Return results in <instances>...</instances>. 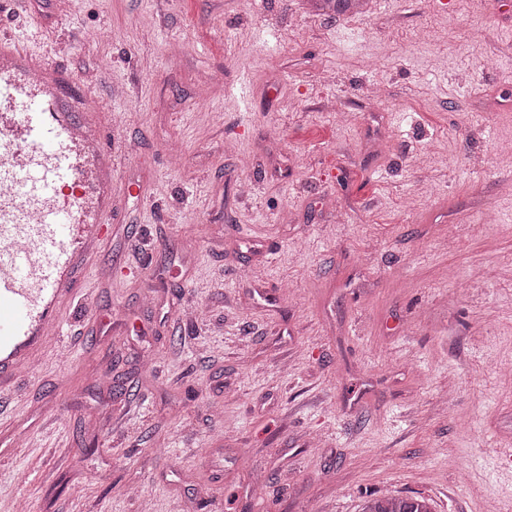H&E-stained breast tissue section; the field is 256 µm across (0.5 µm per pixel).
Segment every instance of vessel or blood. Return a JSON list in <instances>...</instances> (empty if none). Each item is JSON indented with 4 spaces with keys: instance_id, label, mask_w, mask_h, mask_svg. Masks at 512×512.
<instances>
[{
    "instance_id": "vessel-or-blood-1",
    "label": "vessel or blood",
    "mask_w": 512,
    "mask_h": 512,
    "mask_svg": "<svg viewBox=\"0 0 512 512\" xmlns=\"http://www.w3.org/2000/svg\"><path fill=\"white\" fill-rule=\"evenodd\" d=\"M61 48L0 38V394L61 332L112 211V151L78 107L91 93L60 64Z\"/></svg>"
}]
</instances>
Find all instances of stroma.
<instances>
[{
  "label": "stroma",
  "instance_id": "35a3bbf8",
  "mask_svg": "<svg viewBox=\"0 0 512 512\" xmlns=\"http://www.w3.org/2000/svg\"><path fill=\"white\" fill-rule=\"evenodd\" d=\"M37 25L78 35L112 232L0 400V512H512V0L0 12ZM369 0H308L309 5L318 11L333 12L336 15L359 12ZM362 512H434L428 500L404 499L384 495L367 500Z\"/></svg>",
  "mask_w": 512,
  "mask_h": 512
}]
</instances>
